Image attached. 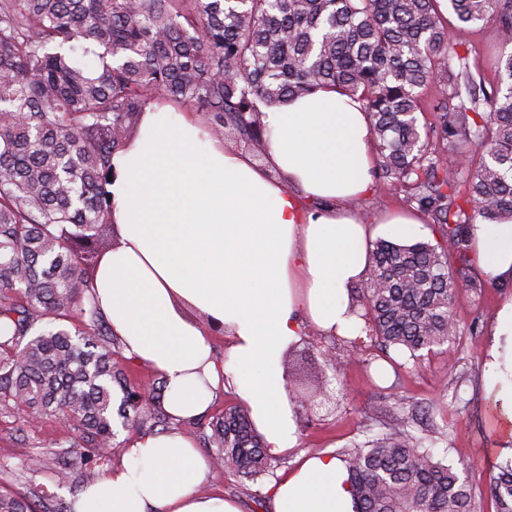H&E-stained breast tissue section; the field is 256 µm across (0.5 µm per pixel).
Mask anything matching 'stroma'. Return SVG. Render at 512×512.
Returning a JSON list of instances; mask_svg holds the SVG:
<instances>
[{
    "instance_id": "35a3bbf8",
    "label": "stroma",
    "mask_w": 512,
    "mask_h": 512,
    "mask_svg": "<svg viewBox=\"0 0 512 512\" xmlns=\"http://www.w3.org/2000/svg\"><path fill=\"white\" fill-rule=\"evenodd\" d=\"M449 38L461 51L471 44L480 46L475 65L486 83H493L492 62L499 51L494 27L456 23ZM508 295L512 296V287L497 288L488 282L477 291L459 289L452 307L460 327L458 336L419 363L403 362L386 383L373 376L368 353L353 354L343 338L323 335L305 325L301 339L286 353V365L312 379L334 376L344 397L336 406L299 409L298 443L279 465V472L290 470L300 455L336 454L362 441V431L371 419H389L393 402L386 390L392 386L403 398L430 407L433 422L447 429L445 458L454 466L467 468L475 489L473 512H496L487 488L500 460V440L488 408L483 355L496 311ZM72 435V429L62 422L33 416L22 408L0 415V493L28 497L44 490L64 500L72 497L70 488L53 483L50 471L34 473L20 466L26 458L59 448ZM202 489L234 498L240 512H273L272 505L261 506L254 500L255 492H267V484H253L220 468H210Z\"/></svg>"
}]
</instances>
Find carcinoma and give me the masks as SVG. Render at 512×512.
Wrapping results in <instances>:
<instances>
[{
	"label": "carcinoma",
	"mask_w": 512,
	"mask_h": 512,
	"mask_svg": "<svg viewBox=\"0 0 512 512\" xmlns=\"http://www.w3.org/2000/svg\"><path fill=\"white\" fill-rule=\"evenodd\" d=\"M448 13L495 26L494 86L470 67L476 48L449 43L437 0H0V414L23 404L77 433L23 467L85 488L103 476L116 426L173 428L163 387L143 396L117 367L90 292L110 245L112 158L150 105L188 108L262 161L264 113L319 86L357 98L379 178L408 189L438 239L374 241L354 288L362 326L346 343L416 362L458 334L459 282L482 286L471 228L512 220V0H448ZM429 85L447 95L427 125L418 101ZM434 134L465 146L467 161L447 165ZM419 414L400 403L345 454L358 512H472L466 473L433 451L445 430L414 428ZM190 424L213 462L254 484L274 475L246 411ZM498 469L488 492L512 512V459ZM0 512L34 510L0 493Z\"/></svg>",
	"instance_id": "cac0c4a2"
}]
</instances>
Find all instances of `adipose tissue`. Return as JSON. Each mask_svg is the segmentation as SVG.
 <instances>
[{"label":"adipose tissue","instance_id":"1","mask_svg":"<svg viewBox=\"0 0 512 512\" xmlns=\"http://www.w3.org/2000/svg\"><path fill=\"white\" fill-rule=\"evenodd\" d=\"M266 159L225 148L199 116L144 112L138 136L113 158L112 246L90 288L122 354L163 380L175 420L206 413L233 389L249 408L268 456L298 440L285 389L286 350L313 324L353 336L351 288L366 276L378 232L419 233V218L384 213L371 228L359 211L374 192L375 151L358 100L320 87L266 114ZM473 254L492 280H512V220L478 224ZM230 338L227 362L210 329ZM486 386L512 449V298L485 346ZM211 466L178 431L145 433L121 464L78 492L75 512H238L198 487ZM274 512H356L344 461L300 457L271 485Z\"/></svg>","mask_w":512,"mask_h":512}]
</instances>
